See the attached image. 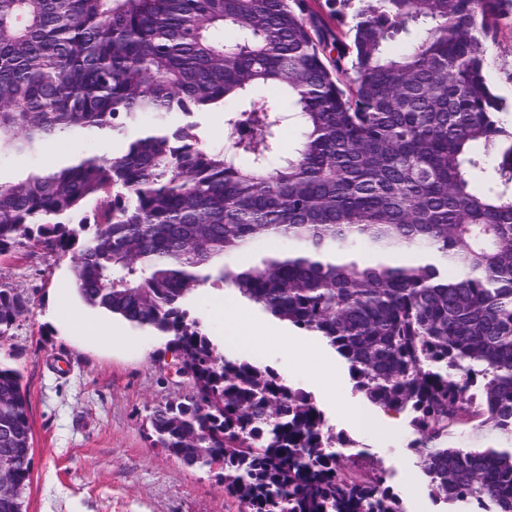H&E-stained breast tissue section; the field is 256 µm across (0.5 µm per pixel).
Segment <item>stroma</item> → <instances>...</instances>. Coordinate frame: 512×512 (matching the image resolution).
Segmentation results:
<instances>
[{
  "label": "stroma",
  "instance_id": "1",
  "mask_svg": "<svg viewBox=\"0 0 512 512\" xmlns=\"http://www.w3.org/2000/svg\"><path fill=\"white\" fill-rule=\"evenodd\" d=\"M488 75L503 99L502 117L512 122V23L487 43ZM69 258L39 248L0 257V283L22 293L28 312L0 339V362L17 369L29 397L33 473L28 512H248L227 493L219 468L185 465L153 446L148 417L153 407L178 399L185 384L171 374L167 337L120 323L99 328L101 310L78 297ZM233 289L206 284L190 311L228 356L245 349L228 341V326L241 318ZM301 345L284 349L272 339L259 355L303 389L323 412L333 433L347 436L378 460L387 483L400 494L404 512H439L416 465L415 434L406 416L392 428L359 430L343 415L344 402L363 403L349 366L323 339L295 331ZM414 485L406 494V485Z\"/></svg>",
  "mask_w": 512,
  "mask_h": 512
}]
</instances>
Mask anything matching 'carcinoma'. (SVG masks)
Wrapping results in <instances>:
<instances>
[{
  "instance_id": "1",
  "label": "carcinoma",
  "mask_w": 512,
  "mask_h": 512,
  "mask_svg": "<svg viewBox=\"0 0 512 512\" xmlns=\"http://www.w3.org/2000/svg\"><path fill=\"white\" fill-rule=\"evenodd\" d=\"M0 0V150L110 156L0 181V256H71L82 302L170 337L190 376L154 445L250 512H402L380 463L190 315L207 282L321 337L406 412L431 496L512 512V125L484 44L512 0ZM224 113V147L195 117ZM298 131L282 147L288 126ZM272 238L246 266L227 257ZM29 300L0 286V337ZM0 512H26L29 400L0 364ZM72 152L84 156H102L112 152V144L97 138L80 140L57 139L45 144L40 155L32 160L18 158L8 152H0V175L10 179L23 167L47 166L52 157L68 155Z\"/></svg>"
}]
</instances>
